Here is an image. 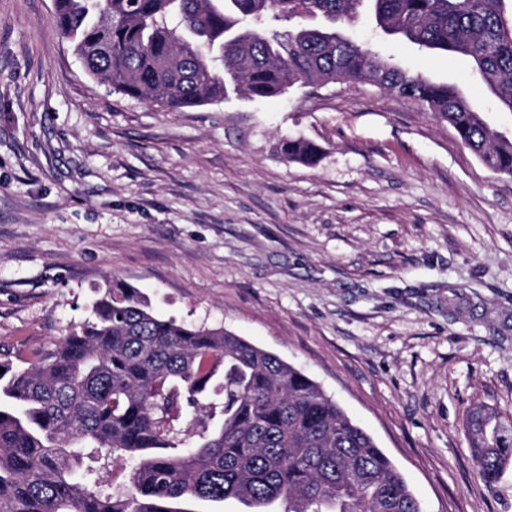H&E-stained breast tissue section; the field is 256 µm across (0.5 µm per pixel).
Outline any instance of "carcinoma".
Masks as SVG:
<instances>
[{"label": "carcinoma", "mask_w": 512, "mask_h": 512, "mask_svg": "<svg viewBox=\"0 0 512 512\" xmlns=\"http://www.w3.org/2000/svg\"><path fill=\"white\" fill-rule=\"evenodd\" d=\"M506 0H55L51 23L84 72L173 112L235 93L359 80L414 99L446 121L491 171L512 176V135L454 82L427 78L344 29L370 22L420 52L464 56L493 106L512 112ZM307 23L279 33L274 23ZM290 162L321 151L285 138ZM221 422L195 446L177 427L203 400ZM481 479L512 463V416L466 419ZM124 461L121 494L100 461ZM233 500L284 512H423L390 458L303 372L223 328L161 317L134 287L105 281L91 317L23 368L0 363V512H178Z\"/></svg>", "instance_id": "cac0c4a2"}]
</instances>
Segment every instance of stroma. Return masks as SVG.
I'll return each instance as SVG.
<instances>
[{
  "label": "stroma",
  "instance_id": "1",
  "mask_svg": "<svg viewBox=\"0 0 512 512\" xmlns=\"http://www.w3.org/2000/svg\"><path fill=\"white\" fill-rule=\"evenodd\" d=\"M54 10L0 0V361L52 349L112 278L304 371L424 512H512V465L485 484L465 428L512 413V177L363 83L164 111L88 77ZM384 50L487 99L463 58ZM282 155L289 162L314 166L320 159L321 151L314 143L303 138H284L280 144Z\"/></svg>",
  "mask_w": 512,
  "mask_h": 512
}]
</instances>
